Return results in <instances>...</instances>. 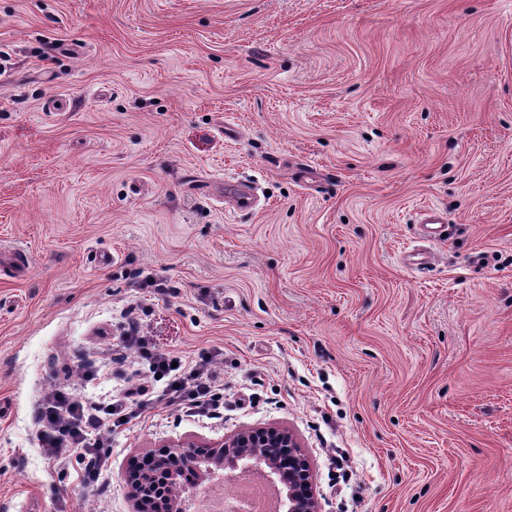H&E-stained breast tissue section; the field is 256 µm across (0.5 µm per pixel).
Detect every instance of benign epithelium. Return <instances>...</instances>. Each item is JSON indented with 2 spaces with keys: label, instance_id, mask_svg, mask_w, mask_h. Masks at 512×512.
<instances>
[{
  "label": "benign epithelium",
  "instance_id": "1",
  "mask_svg": "<svg viewBox=\"0 0 512 512\" xmlns=\"http://www.w3.org/2000/svg\"><path fill=\"white\" fill-rule=\"evenodd\" d=\"M147 466L125 473L133 501V512H155L158 496L169 492L168 512H187L181 474L197 472L205 485L221 479L225 472L262 475L279 486L280 512H320L312 490V468L308 456L288 430L266 427L245 430L210 448L191 443L163 446L146 459Z\"/></svg>",
  "mask_w": 512,
  "mask_h": 512
}]
</instances>
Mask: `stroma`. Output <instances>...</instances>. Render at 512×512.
Wrapping results in <instances>:
<instances>
[{
	"mask_svg": "<svg viewBox=\"0 0 512 512\" xmlns=\"http://www.w3.org/2000/svg\"><path fill=\"white\" fill-rule=\"evenodd\" d=\"M129 307L223 418L114 359ZM135 374L108 488L61 478L38 402ZM270 425L321 512H512V0H0V512H132L135 458ZM421 227L426 238L440 239L448 231L447 220L437 209L429 208L421 213Z\"/></svg>",
	"mask_w": 512,
	"mask_h": 512,
	"instance_id": "1",
	"label": "stroma"
}]
</instances>
